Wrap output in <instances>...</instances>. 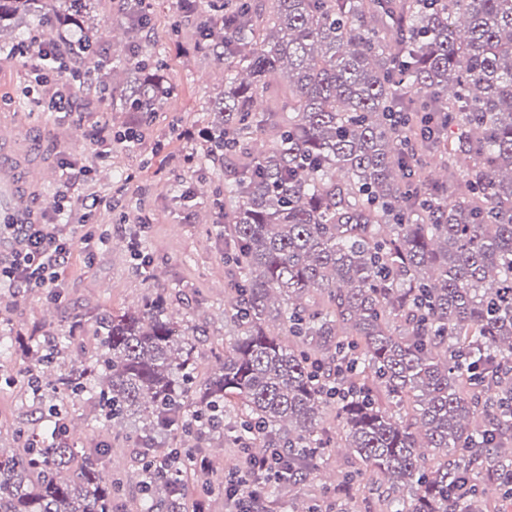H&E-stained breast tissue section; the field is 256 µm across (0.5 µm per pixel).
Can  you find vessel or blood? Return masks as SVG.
<instances>
[{
	"label": "vessel or blood",
	"instance_id": "1",
	"mask_svg": "<svg viewBox=\"0 0 512 512\" xmlns=\"http://www.w3.org/2000/svg\"><path fill=\"white\" fill-rule=\"evenodd\" d=\"M23 133V127L18 126L12 135L0 137V204L17 224H29L35 219L27 196L28 186L36 180L35 164L18 148Z\"/></svg>",
	"mask_w": 512,
	"mask_h": 512
}]
</instances>
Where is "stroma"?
Wrapping results in <instances>:
<instances>
[{
    "label": "stroma",
    "instance_id": "35a3bbf8",
    "mask_svg": "<svg viewBox=\"0 0 512 512\" xmlns=\"http://www.w3.org/2000/svg\"><path fill=\"white\" fill-rule=\"evenodd\" d=\"M209 0H197L195 12L178 0H153L152 22L135 36L127 34V0H95L84 34L110 55L137 53L158 58L171 89L158 111L140 115L125 109L123 76H112L103 90L108 67L79 56L70 65L81 75L71 89V115L58 118L44 111L41 100L51 86L36 85L33 62L16 55L28 29L0 31V118L22 123L28 135L21 150L45 165L48 179L34 194L37 216H47L61 196L73 206L61 226L75 236L72 256L61 274L62 300L51 303L40 292L19 294L0 288V342L15 345L13 356L0 362V446L14 447L17 430L39 431L38 410L23 382L31 364L28 346L68 335L74 321L92 326L98 312L138 309L150 293L163 296L179 328L196 346L197 372L207 377L218 366L230 327L224 321L231 267L224 260V170L209 163L202 151L213 118L208 103L224 89V69L213 56L195 48L199 21ZM88 169L82 181L72 169ZM98 200L92 219L82 217L85 196ZM144 223L139 252H132L130 225ZM92 401L71 402L68 414L77 448L107 445L105 467L120 482L118 512H130L142 495L138 450L100 424ZM212 489L204 512H230L224 476L235 469L239 450L227 432L201 437ZM343 448L298 486L299 496L320 500L333 492V476L353 466Z\"/></svg>",
    "mask_w": 512,
    "mask_h": 512
}]
</instances>
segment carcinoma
I'll list each match as a JSON object with an SVG mask.
<instances>
[{
	"label": "carcinoma",
	"instance_id": "cac0c4a2",
	"mask_svg": "<svg viewBox=\"0 0 512 512\" xmlns=\"http://www.w3.org/2000/svg\"><path fill=\"white\" fill-rule=\"evenodd\" d=\"M224 4L200 26L224 65L208 137L235 269L219 369L198 383L192 341L147 298L98 314L94 365L64 362L62 336L27 384L39 398L92 395L105 422L128 424L135 512H190L188 470L157 468L154 441L171 431L193 455L183 440L230 414L239 446L289 454L266 485L274 512L324 463L328 410L359 461L337 480L339 512L357 510L369 478L385 487L380 512H502L490 501L512 502V0ZM88 8L0 0V29L67 26ZM121 70L130 110L154 111L162 65ZM431 158L459 174L451 204L427 179ZM41 419V435L0 448V512H116L108 449L54 432L59 405Z\"/></svg>",
	"mask_w": 512,
	"mask_h": 512
}]
</instances>
